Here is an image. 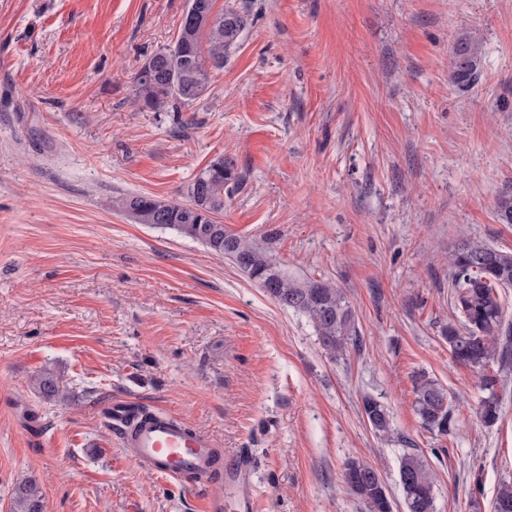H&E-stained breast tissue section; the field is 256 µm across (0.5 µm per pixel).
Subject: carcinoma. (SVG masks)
<instances>
[{"mask_svg": "<svg viewBox=\"0 0 512 512\" xmlns=\"http://www.w3.org/2000/svg\"><path fill=\"white\" fill-rule=\"evenodd\" d=\"M250 24L249 15L234 6L215 11V0H188L173 46L159 51L161 63L152 71L141 66L135 76L136 97L145 107L178 110L198 100L209 84L212 69L224 67V58L238 45ZM479 72L478 42L461 37L453 56L451 77L461 87H470ZM242 185L235 160L219 156L188 184L186 200L177 201L148 194H128L112 199V208L137 224H154L175 229L204 245L215 255L231 259L238 268L264 288L279 306L305 315L313 324L323 348L336 354L357 335L355 318L346 296L323 280L291 279L277 268L267 252L229 232L217 221L224 213V198ZM451 308L458 326H448V347L453 358L472 368L491 363L501 368L512 365V323L505 324L499 290L512 288V253L481 242L459 247L452 260ZM499 378L483 377L488 395L478 414L487 425L501 414L497 396ZM42 397L51 400L63 394L60 380L42 372L33 379ZM415 410L422 424L442 435L451 431L452 409L448 392L424 376L414 380ZM362 414L380 437L392 433L387 408L375 397H361ZM399 485L406 512H435V475L424 458L415 452L400 456ZM350 490L369 512H393L378 471L369 464H352L345 473ZM40 486L33 479L19 485L14 512H42ZM491 512H512V481L498 486Z\"/></svg>", "mask_w": 512, "mask_h": 512, "instance_id": "cac0c4a2", "label": "carcinoma"}]
</instances>
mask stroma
<instances>
[{"mask_svg": "<svg viewBox=\"0 0 512 512\" xmlns=\"http://www.w3.org/2000/svg\"><path fill=\"white\" fill-rule=\"evenodd\" d=\"M187 0H0V512L36 478L44 512H197L186 483L123 455L104 409L158 408L252 458L260 512H369L347 464L375 467L404 512L400 456L422 455L436 512H491L512 480V371L494 425L483 374L453 359L449 256L512 252V0H216L251 23L201 99H135ZM481 72L451 81L457 40ZM245 174L227 230L289 275L342 288L359 343L312 323L230 259L113 210L180 197L219 156ZM58 376L62 399L33 385ZM423 374L453 397L452 430L414 407ZM389 410L380 439L362 394Z\"/></svg>", "mask_w": 512, "mask_h": 512, "instance_id": "35a3bbf8", "label": "stroma"}]
</instances>
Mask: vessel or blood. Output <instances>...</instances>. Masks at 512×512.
<instances>
[{
    "mask_svg": "<svg viewBox=\"0 0 512 512\" xmlns=\"http://www.w3.org/2000/svg\"><path fill=\"white\" fill-rule=\"evenodd\" d=\"M107 412L126 454L147 472L161 478L191 482L193 488L223 478L225 494L204 495L200 512H256L249 485L250 461L229 464L215 439L161 410L150 411L136 430L125 422L128 406L111 404Z\"/></svg>",
    "mask_w": 512,
    "mask_h": 512,
    "instance_id": "1",
    "label": "vessel or blood"
}]
</instances>
